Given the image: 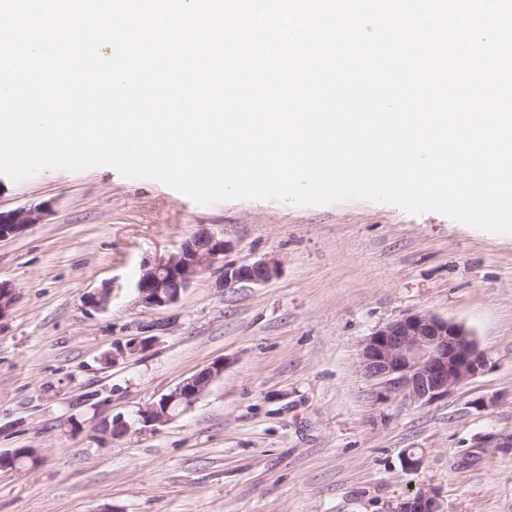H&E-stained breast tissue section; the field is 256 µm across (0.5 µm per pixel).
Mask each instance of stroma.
<instances>
[{
    "mask_svg": "<svg viewBox=\"0 0 512 512\" xmlns=\"http://www.w3.org/2000/svg\"><path fill=\"white\" fill-rule=\"evenodd\" d=\"M22 208L41 218L0 241V451L38 461L0 472V512H389L421 489L443 512H512V234L368 200L202 206L110 167L0 180V210ZM202 227L229 243L222 261L177 303L140 306L143 268ZM269 259L271 281L225 287V265ZM102 288L110 304L90 306ZM416 312L486 354L430 403L359 364L374 329ZM216 360L223 377L175 420L101 433Z\"/></svg>",
    "mask_w": 512,
    "mask_h": 512,
    "instance_id": "obj_1",
    "label": "stroma"
}]
</instances>
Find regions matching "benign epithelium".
I'll list each match as a JSON object with an SVG mask.
<instances>
[{
	"instance_id": "1",
	"label": "benign epithelium",
	"mask_w": 512,
	"mask_h": 512,
	"mask_svg": "<svg viewBox=\"0 0 512 512\" xmlns=\"http://www.w3.org/2000/svg\"><path fill=\"white\" fill-rule=\"evenodd\" d=\"M37 209L0 211V240L17 237L39 221ZM228 242L208 228L185 240L179 250L144 269L136 283L137 301L147 309L176 303L199 275L224 256ZM278 273V264L264 260L224 266V287L239 283L265 284ZM469 331L457 322L429 313H413L376 328L362 343L360 362L366 377L411 402H432L453 386L478 375L486 366L484 353L468 340ZM152 339H132L112 350V360L135 355ZM224 374L216 360L181 381L159 400L139 412V422L156 427L177 418L200 399ZM21 448L0 453V472L15 470ZM390 512H440L438 496L420 490L397 500Z\"/></svg>"
}]
</instances>
